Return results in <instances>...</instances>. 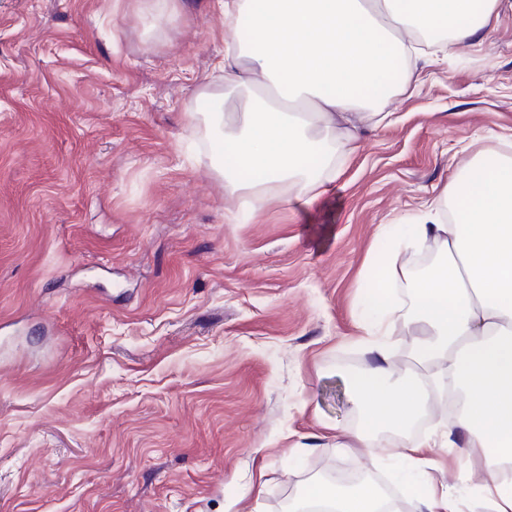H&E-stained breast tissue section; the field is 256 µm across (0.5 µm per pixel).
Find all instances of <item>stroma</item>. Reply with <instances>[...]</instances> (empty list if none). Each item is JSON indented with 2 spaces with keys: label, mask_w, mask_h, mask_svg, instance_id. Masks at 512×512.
<instances>
[{
  "label": "stroma",
  "mask_w": 512,
  "mask_h": 512,
  "mask_svg": "<svg viewBox=\"0 0 512 512\" xmlns=\"http://www.w3.org/2000/svg\"><path fill=\"white\" fill-rule=\"evenodd\" d=\"M0 0V512H288L360 416L357 323L393 248L474 155L512 145V10L423 66L325 194L238 221L219 0ZM380 458L415 512L452 485Z\"/></svg>",
  "instance_id": "1"
}]
</instances>
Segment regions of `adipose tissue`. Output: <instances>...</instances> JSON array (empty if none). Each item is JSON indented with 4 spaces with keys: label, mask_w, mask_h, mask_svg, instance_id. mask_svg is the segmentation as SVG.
Here are the masks:
<instances>
[{
    "label": "adipose tissue",
    "mask_w": 512,
    "mask_h": 512,
    "mask_svg": "<svg viewBox=\"0 0 512 512\" xmlns=\"http://www.w3.org/2000/svg\"><path fill=\"white\" fill-rule=\"evenodd\" d=\"M474 0H224L225 21H246L251 38L224 49V104L208 113L211 142L231 146L234 161L224 168V191L241 198L251 215L269 203L267 187L280 186L315 201L324 191L325 169L346 151L362 125L388 105L391 95L379 82L400 60L404 83L417 76V46L437 21L451 25L439 44L441 54L475 37L499 15L503 0H484L479 22L461 25ZM323 158V171L306 169L302 159ZM252 170V183L239 179ZM449 208L462 216L443 222L428 212L406 227L387 255L378 256L386 280L409 282L415 306L403 324L417 338L411 356L432 367L430 381L391 366L388 338L393 311L378 304L377 319L360 322L375 358L369 370L350 381L362 417L346 433L345 447L368 461L377 458L381 428L405 427L417 409L433 400L431 384L461 394L451 429L488 477L481 489L487 512H512V159H471L448 181ZM435 242L441 264L418 276L401 262L402 252ZM374 486L347 487L317 480L292 512H382Z\"/></svg>",
    "instance_id": "ef3b65f1"
}]
</instances>
